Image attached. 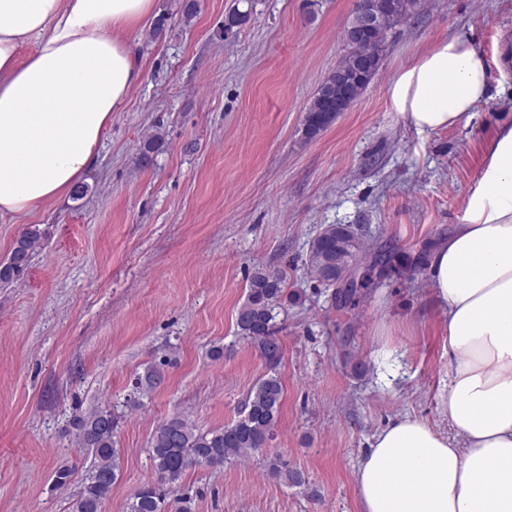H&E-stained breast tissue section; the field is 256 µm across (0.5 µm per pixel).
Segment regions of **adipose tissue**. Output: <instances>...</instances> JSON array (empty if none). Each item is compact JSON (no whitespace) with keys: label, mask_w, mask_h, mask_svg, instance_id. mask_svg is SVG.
<instances>
[{"label":"adipose tissue","mask_w":512,"mask_h":512,"mask_svg":"<svg viewBox=\"0 0 512 512\" xmlns=\"http://www.w3.org/2000/svg\"><path fill=\"white\" fill-rule=\"evenodd\" d=\"M156 0H0V217L30 216L81 184L142 64L128 35ZM390 102L417 132L470 124L488 61L450 33L402 66ZM428 282L448 338V431L409 416L375 434L361 512H512V119L497 125Z\"/></svg>","instance_id":"ef3b65f1"}]
</instances>
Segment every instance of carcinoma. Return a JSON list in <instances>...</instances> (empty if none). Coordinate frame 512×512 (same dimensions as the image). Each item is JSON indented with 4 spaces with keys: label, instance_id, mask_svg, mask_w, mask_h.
Returning <instances> with one entry per match:
<instances>
[{
    "label": "carcinoma",
    "instance_id": "1",
    "mask_svg": "<svg viewBox=\"0 0 512 512\" xmlns=\"http://www.w3.org/2000/svg\"><path fill=\"white\" fill-rule=\"evenodd\" d=\"M246 10L234 9L224 21V34L249 21L252 0H243ZM384 35L374 32L363 36L355 52L376 60L382 59ZM336 120L333 112L322 111L319 95H314L307 108L305 135L316 136ZM36 230L24 232L14 243L7 260L0 262V285L13 282L26 270L32 254L39 245ZM362 246L349 233L345 224H327L309 243V276L336 300V274L360 261ZM381 268L396 270L393 257L375 255L364 267L365 274L359 286L353 289L346 306L355 308L379 285ZM284 280L279 272L267 267L254 268L247 285L246 300L236 315L237 333L249 341L267 367L263 375L243 398L238 415L227 425L203 431L187 417L176 413L156 428L151 440L152 476L144 481L126 503L125 512H166L169 499L177 495L179 483L192 468L221 469L224 464L240 458L252 457L263 451L272 438L279 421L284 386L277 371L282 360L283 345L276 327L279 310L285 304ZM165 363L146 368L143 380L154 388L164 380ZM76 439L80 449L92 457L88 474L74 503L73 512H102V505L110 497L112 486L118 481L120 465L114 432L116 417L108 407L93 408L75 418ZM273 476L285 485L301 487L306 484L304 474L289 466L280 456L266 458Z\"/></svg>",
    "mask_w": 512,
    "mask_h": 512
}]
</instances>
